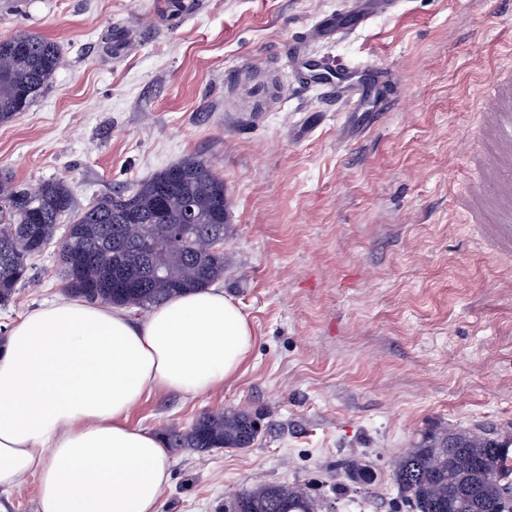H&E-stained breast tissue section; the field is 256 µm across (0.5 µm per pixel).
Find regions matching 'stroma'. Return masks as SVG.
Here are the masks:
<instances>
[{"label":"stroma","instance_id":"1","mask_svg":"<svg viewBox=\"0 0 512 512\" xmlns=\"http://www.w3.org/2000/svg\"><path fill=\"white\" fill-rule=\"evenodd\" d=\"M345 0H0L64 65L0 124V169L64 179L79 204L189 156L224 177L219 287L255 342L198 396L159 390L129 415L163 433L207 410L264 415L255 445L171 449L161 512H224V494L301 483L336 512H412L389 474L425 429L512 428V259L471 236L456 199L483 90L512 64L504 0H399L318 54L394 69L402 106L363 131L288 63V43ZM0 306V333L65 296L57 249ZM361 459L370 494L336 466Z\"/></svg>","mask_w":512,"mask_h":512}]
</instances>
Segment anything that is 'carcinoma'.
Listing matches in <instances>:
<instances>
[{
  "label": "carcinoma",
  "mask_w": 512,
  "mask_h": 512,
  "mask_svg": "<svg viewBox=\"0 0 512 512\" xmlns=\"http://www.w3.org/2000/svg\"><path fill=\"white\" fill-rule=\"evenodd\" d=\"M62 55L54 43L20 33L0 40V123L25 111L54 78ZM195 221L183 223L186 205ZM70 214L69 241L58 253L67 291L140 312L224 279L228 231L224 178L201 158H187L126 193L78 207L62 180L39 193L0 171V305L30 281L28 259L56 238ZM182 225L171 240L172 226ZM262 414L238 407L207 411L167 432L170 448L198 454L250 448ZM392 480L415 512H512V438L489 430L431 428L396 461ZM227 512H334L301 485L262 483L226 497Z\"/></svg>",
  "instance_id": "1"
}]
</instances>
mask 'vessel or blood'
I'll list each match as a JSON object with an SVG mask.
<instances>
[{
	"label": "vessel or blood",
	"instance_id": "obj_1",
	"mask_svg": "<svg viewBox=\"0 0 512 512\" xmlns=\"http://www.w3.org/2000/svg\"><path fill=\"white\" fill-rule=\"evenodd\" d=\"M377 0H347L322 15L306 39L288 44V57L302 77L327 88L341 111L369 112L381 120L396 100L386 90L385 67L372 62H344L312 57L307 39L336 43L369 25ZM488 154H470L468 178L461 194L475 239L501 256L512 255V70L491 84L482 107Z\"/></svg>",
	"mask_w": 512,
	"mask_h": 512
}]
</instances>
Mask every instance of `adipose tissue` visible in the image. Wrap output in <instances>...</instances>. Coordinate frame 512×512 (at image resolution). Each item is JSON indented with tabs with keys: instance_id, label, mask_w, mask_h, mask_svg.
<instances>
[{
	"instance_id": "ef3b65f1",
	"label": "adipose tissue",
	"mask_w": 512,
	"mask_h": 512,
	"mask_svg": "<svg viewBox=\"0 0 512 512\" xmlns=\"http://www.w3.org/2000/svg\"><path fill=\"white\" fill-rule=\"evenodd\" d=\"M253 341L238 304L212 288L138 323L77 297L28 311L0 349V490L31 475L38 512H160L170 452L129 424L131 410L156 389L218 387Z\"/></svg>"
}]
</instances>
